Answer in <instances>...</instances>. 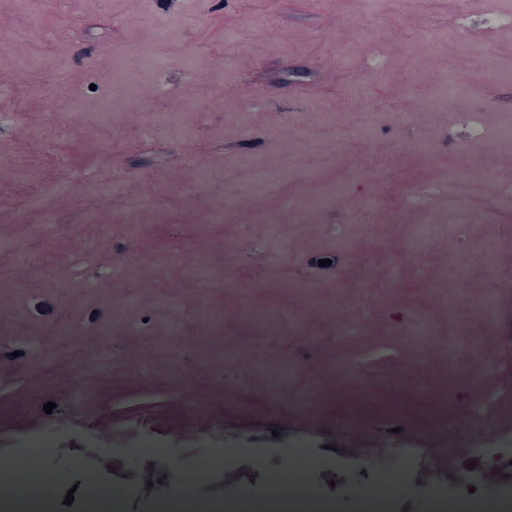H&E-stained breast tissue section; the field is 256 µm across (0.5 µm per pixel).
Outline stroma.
Masks as SVG:
<instances>
[{
  "label": "stroma",
  "mask_w": 512,
  "mask_h": 512,
  "mask_svg": "<svg viewBox=\"0 0 512 512\" xmlns=\"http://www.w3.org/2000/svg\"><path fill=\"white\" fill-rule=\"evenodd\" d=\"M425 32L436 49L422 41ZM99 43L109 51L81 58ZM153 55L160 68L140 74L126 95L116 66L138 70ZM189 55L199 60L192 71ZM487 58L499 72L491 84ZM444 77L458 81L459 94L448 111H426ZM106 98L115 108L107 120L99 112ZM402 113L411 126L399 124ZM510 121L512 0H0V294L10 300L0 337L19 329L49 336L74 324L85 350L113 354L115 366L94 375L54 351L49 373L69 385L53 401L84 399L75 452L109 401L111 446L96 450V463L148 496L158 460L127 470L115 448L178 415L208 419L177 395L186 377L208 384L226 349L258 341L270 365L283 350L305 368L346 362L327 391L343 411V433L311 410L289 413L275 431L255 426L247 387L236 392L233 427L276 458L287 439L317 435L326 463L310 484L337 497L369 494L378 477L350 470L348 435L363 432L373 448L390 437L387 412L358 405L404 398L402 365L430 375L435 414L454 416L461 391L488 394L498 428L512 431V396L504 394L512 351L503 370L476 384L449 372L439 346L416 354L402 338L422 313L441 336L448 318L483 338L512 328V236L484 230L512 224V141L498 136ZM258 166L271 184L239 196ZM481 166L492 181L470 182ZM336 182L349 189L333 205L307 207ZM220 203L215 223L210 212ZM432 217L477 230L414 245L416 226ZM333 224L344 246L330 241ZM478 252L499 272L491 315L477 304L488 282L473 261ZM129 253L139 257L135 273L113 279ZM201 267L223 283L208 285ZM129 292L137 296L130 323L112 326L111 303ZM310 294L320 303L314 315ZM448 297L457 300L451 312ZM204 304L223 307L221 332L196 319ZM253 309L271 310L283 326L303 320L308 340L284 336L272 350L269 325L247 318ZM186 336L196 337L198 357L172 365ZM411 429L416 485L437 476V453L450 469H485L480 446L462 447L455 426L420 415Z\"/></svg>",
  "instance_id": "35a3bbf8"
}]
</instances>
